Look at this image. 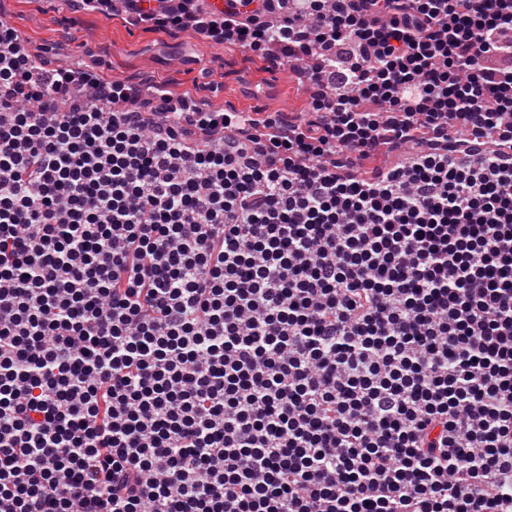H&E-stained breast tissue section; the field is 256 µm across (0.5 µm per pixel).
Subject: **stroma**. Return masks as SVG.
I'll return each instance as SVG.
<instances>
[{
  "instance_id": "stroma-1",
  "label": "stroma",
  "mask_w": 512,
  "mask_h": 512,
  "mask_svg": "<svg viewBox=\"0 0 512 512\" xmlns=\"http://www.w3.org/2000/svg\"><path fill=\"white\" fill-rule=\"evenodd\" d=\"M0 21L20 31L30 54L55 47L62 67L89 66L128 83L148 77L173 96L187 93L216 110L271 107L298 120L311 106L288 67H273L262 52L215 44L189 28L148 30L118 6L84 10L70 0H0Z\"/></svg>"
}]
</instances>
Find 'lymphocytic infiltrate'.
<instances>
[{
  "label": "lymphocytic infiltrate",
  "mask_w": 512,
  "mask_h": 512,
  "mask_svg": "<svg viewBox=\"0 0 512 512\" xmlns=\"http://www.w3.org/2000/svg\"><path fill=\"white\" fill-rule=\"evenodd\" d=\"M122 2L312 110L0 22V512H512V0Z\"/></svg>",
  "instance_id": "obj_1"
}]
</instances>
